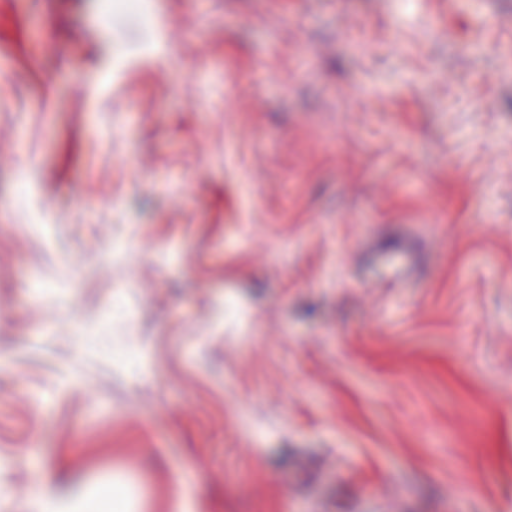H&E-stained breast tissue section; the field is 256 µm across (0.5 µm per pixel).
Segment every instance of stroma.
Masks as SVG:
<instances>
[{
  "label": "stroma",
  "mask_w": 512,
  "mask_h": 512,
  "mask_svg": "<svg viewBox=\"0 0 512 512\" xmlns=\"http://www.w3.org/2000/svg\"><path fill=\"white\" fill-rule=\"evenodd\" d=\"M156 12L0 0V512H512V0Z\"/></svg>",
  "instance_id": "stroma-1"
}]
</instances>
